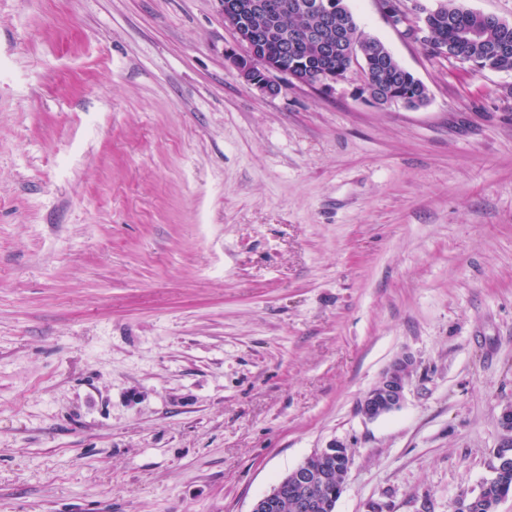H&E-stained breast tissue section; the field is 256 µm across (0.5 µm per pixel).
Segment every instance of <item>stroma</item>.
I'll return each mask as SVG.
<instances>
[{"label": "stroma", "mask_w": 512, "mask_h": 512, "mask_svg": "<svg viewBox=\"0 0 512 512\" xmlns=\"http://www.w3.org/2000/svg\"><path fill=\"white\" fill-rule=\"evenodd\" d=\"M247 85L217 0H0V512H452L512 406V71ZM402 406L364 418L398 357ZM379 58L376 53L364 54V60L368 69L367 77L376 81L394 99L391 103H401L407 107H418L428 98L427 87L413 74L404 69L393 57L391 52H386L381 60L379 69H370L369 63L373 58ZM334 448H344L343 460L336 467V457L330 459L324 464V467L318 475V496L308 512H335L336 508V488L342 482L344 466L348 461V453L346 447L342 444L335 443L330 448H321L316 451L318 457H325L330 454ZM305 511V512H306Z\"/></svg>", "instance_id": "stroma-1"}]
</instances>
